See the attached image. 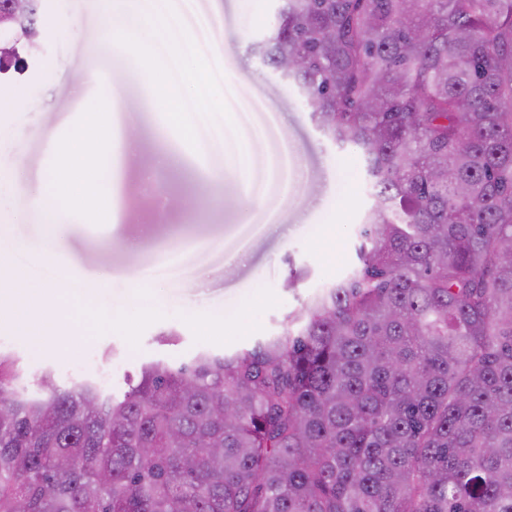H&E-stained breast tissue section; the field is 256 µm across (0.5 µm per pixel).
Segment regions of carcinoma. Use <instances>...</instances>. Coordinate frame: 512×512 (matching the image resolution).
<instances>
[{"label":"carcinoma","instance_id":"carcinoma-1","mask_svg":"<svg viewBox=\"0 0 512 512\" xmlns=\"http://www.w3.org/2000/svg\"><path fill=\"white\" fill-rule=\"evenodd\" d=\"M278 2L254 51L365 156L358 265L120 395L0 354V512H512V0Z\"/></svg>","mask_w":512,"mask_h":512}]
</instances>
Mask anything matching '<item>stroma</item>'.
I'll return each mask as SVG.
<instances>
[{"instance_id": "35a3bbf8", "label": "stroma", "mask_w": 512, "mask_h": 512, "mask_svg": "<svg viewBox=\"0 0 512 512\" xmlns=\"http://www.w3.org/2000/svg\"><path fill=\"white\" fill-rule=\"evenodd\" d=\"M277 7V0H185L173 38L210 74L185 111L197 129L187 143L167 126L146 74L168 71L172 93H181L184 77L169 52L103 40L101 0H44L38 52L24 74L0 78V140L11 144L22 185L18 194L0 190V256L24 241L32 266L52 258L86 286L63 294L66 323L83 333L76 347L46 349L0 319V352L16 359L28 392H38L47 370L70 384L69 364L91 353L108 355L119 391L125 373L154 359L177 367L204 349L251 348L356 264L357 225L372 202L364 160L337 149L296 88L254 53ZM88 73L109 86L107 100L95 85L79 86ZM18 101L23 109L9 111ZM93 112L110 116L103 175L119 215L100 224L92 213L65 210L63 237L50 246L32 198L57 144ZM130 126L136 141L128 152L121 138ZM217 127L223 139L213 138ZM324 237L334 247L329 258L318 247ZM178 245L172 270L163 258ZM292 265L310 276L289 291ZM172 330L178 341L162 342Z\"/></svg>"}]
</instances>
